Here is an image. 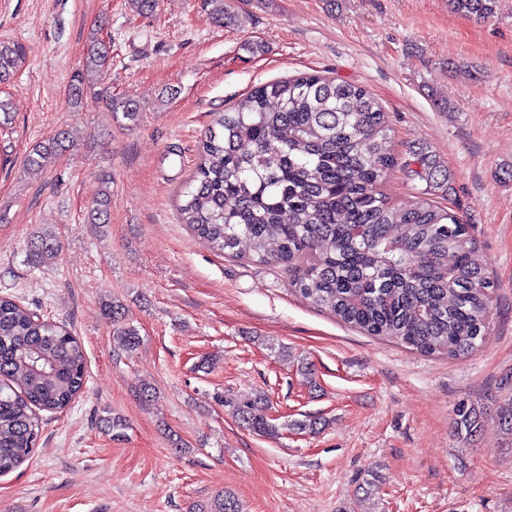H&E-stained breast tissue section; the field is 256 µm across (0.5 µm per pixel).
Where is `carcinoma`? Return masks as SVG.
Returning <instances> with one entry per match:
<instances>
[{
	"instance_id": "cac0c4a2",
	"label": "carcinoma",
	"mask_w": 512,
	"mask_h": 512,
	"mask_svg": "<svg viewBox=\"0 0 512 512\" xmlns=\"http://www.w3.org/2000/svg\"><path fill=\"white\" fill-rule=\"evenodd\" d=\"M497 0H448L457 13L488 19ZM217 23H233L226 0H205ZM18 39L0 40V84L26 64ZM111 43L92 34L69 96L78 104L110 65ZM112 113L134 122L132 100L106 97ZM74 145L60 128L36 144L28 164L44 168ZM427 188L448 183V170L423 149L395 152L387 113L364 87L315 73L260 84L218 115L202 140L199 163L179 205L181 222L210 248L283 264L290 287L342 322L421 354L460 357L488 328L494 283L486 275L471 226L425 197L408 207L382 190L399 164ZM87 213L109 220L112 175ZM60 249L53 232L30 240L28 257L48 265ZM129 348L140 344L125 308L103 304ZM86 356L65 326L40 320L0 298V473L22 464L38 436L36 411L60 412L81 391ZM19 381V388L11 382ZM457 434L472 436L481 413L466 402L454 410ZM252 433L274 438L257 400L238 404Z\"/></svg>"
}]
</instances>
